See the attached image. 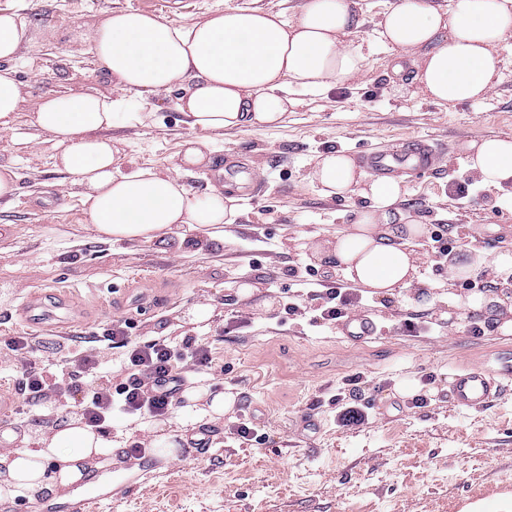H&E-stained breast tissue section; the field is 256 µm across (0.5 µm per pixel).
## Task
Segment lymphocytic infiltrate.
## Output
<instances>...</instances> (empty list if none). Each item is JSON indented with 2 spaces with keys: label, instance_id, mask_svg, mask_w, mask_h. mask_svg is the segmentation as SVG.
I'll list each match as a JSON object with an SVG mask.
<instances>
[{
  "label": "lymphocytic infiltrate",
  "instance_id": "obj_1",
  "mask_svg": "<svg viewBox=\"0 0 512 512\" xmlns=\"http://www.w3.org/2000/svg\"><path fill=\"white\" fill-rule=\"evenodd\" d=\"M301 292L321 299L319 317L331 323L345 317L348 311L362 305L363 296L349 286H328L312 277L299 281ZM126 322L113 324L103 333L104 341L125 348V378L113 386H98L94 380L100 362L94 353H87L80 361V377H59V390L80 395L81 417L85 424L102 430L110 427L114 416L120 415L135 424L145 417L166 416L172 407L168 394L156 392L155 380L166 377L182 378L190 372L211 368L213 358L208 344L197 337H184L172 344L165 337L137 340L132 338Z\"/></svg>",
  "mask_w": 512,
  "mask_h": 512
}]
</instances>
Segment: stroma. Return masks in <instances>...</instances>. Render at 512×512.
I'll return each mask as SVG.
<instances>
[{"instance_id": "obj_1", "label": "stroma", "mask_w": 512, "mask_h": 512, "mask_svg": "<svg viewBox=\"0 0 512 512\" xmlns=\"http://www.w3.org/2000/svg\"><path fill=\"white\" fill-rule=\"evenodd\" d=\"M303 0H0L31 23L32 42L11 66L24 100L9 130L0 131V166L15 172V194L0 199V339L32 335L35 358L78 371L85 352L99 356L119 381L124 351L98 342L113 321L134 324L139 336L207 339L210 374L198 385L233 394L235 407L205 419L222 440L207 456L165 457V474L147 489L104 505L102 512H462L476 500L512 494V395L494 406L463 411L448 395V379L493 350L512 349V334L496 330L480 309L450 305V295L485 292L480 274L461 284L448 266L474 249L512 251V187L484 189L461 205L449 181L470 178L460 153L438 170L402 178L401 210L433 227L451 225L448 251L433 238L417 250L418 277L388 299L370 298L368 314L381 333L364 344L339 338L335 325H314L319 301L296 312V277L317 272L325 283L344 278L335 262L315 257L314 243L345 232L366 206L356 194L321 195L309 175L319 156L339 151L357 158L382 140L421 136L463 145L489 136L512 137V37L496 48L500 65L480 100L442 105L426 96L411 60L382 43L377 23L392 0H357L363 23L354 34L367 57L361 74L340 87L285 88L293 104L275 128L241 127L202 133L176 106L187 88L168 93L127 92V112L107 130L119 150L121 172L169 171L198 195L238 194L239 214L220 241L98 240L82 189L57 165L51 133L32 116L46 97L96 89L119 92L89 45L71 41L76 28H96L112 11L150 10L176 24L208 12L251 5L294 18ZM402 73H395L396 63ZM203 140L206 156H233L264 177L260 195H239L236 184L214 179L209 165L182 164L185 144ZM57 288L73 301L75 335L30 334L16 316L23 296ZM168 296L153 309L125 307L123 293ZM211 317L192 321L197 305ZM412 319L416 330L403 326ZM481 335H472V327ZM359 378L357 401L372 404V420L356 430L339 427L338 387ZM256 414L264 443L232 431L237 404ZM77 400L50 395L22 402L16 438L52 433ZM313 412L318 432L298 437L302 412Z\"/></svg>"}]
</instances>
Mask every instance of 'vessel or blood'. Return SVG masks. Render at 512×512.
<instances>
[{
    "label": "vessel or blood",
    "instance_id": "1",
    "mask_svg": "<svg viewBox=\"0 0 512 512\" xmlns=\"http://www.w3.org/2000/svg\"><path fill=\"white\" fill-rule=\"evenodd\" d=\"M443 151L434 144L411 139L399 148L377 146L362 152L360 158L369 173L376 178L398 179L410 174L433 170ZM213 172L227 171L239 175L248 194H255L259 178L251 169L229 167L224 156L212 163ZM18 312L21 321L32 328H52L58 334H68L74 324V308L68 297L52 291L38 293L24 300ZM343 337L353 343H365L377 336L378 326L371 316L357 313L338 321ZM512 394V350L504 349L486 363L455 372L450 381V397L455 407L469 410L478 406L491 407L500 398ZM20 404L17 391H0V429L10 430V421ZM159 470L155 458L142 455L135 472L108 478L107 467L93 468L78 480V495L67 503L68 512H89L90 507L105 504L118 494L130 495L149 485Z\"/></svg>",
    "mask_w": 512,
    "mask_h": 512
}]
</instances>
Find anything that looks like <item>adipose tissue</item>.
<instances>
[{"label": "adipose tissue", "instance_id": "ef3b65f1", "mask_svg": "<svg viewBox=\"0 0 512 512\" xmlns=\"http://www.w3.org/2000/svg\"><path fill=\"white\" fill-rule=\"evenodd\" d=\"M355 0H305L294 20L249 6L209 12L190 25L132 9L112 12L87 39L105 72L122 91L160 94L189 80L178 108L203 132L276 125L288 114L286 86L323 89L359 75L366 56L350 40L361 21ZM387 44L416 54V81L442 104L484 98L498 71V42L512 37V0H454L443 10L435 0H393L379 22ZM31 40L26 18L0 13V130H7L22 101L21 85L7 63ZM123 96L89 91L47 97L36 125L54 135L59 166L84 189L92 224L103 242L155 239L220 240L238 215L233 196L190 192L177 177L151 168L120 172L117 150L104 137L125 110ZM468 166L490 189L512 184V137L490 136L465 147ZM312 179L327 196L360 194L368 205L330 253L345 278L363 293L391 297L418 273L411 240L426 234L416 221L399 222V181L377 179L340 152L319 158ZM493 275V291L471 300L474 308L505 304L512 285V254L489 258L474 251L448 268L452 280L481 271ZM111 439L73 415L51 435L26 437L0 453V498L33 496L76 482L88 459L107 453Z\"/></svg>", "mask_w": 512, "mask_h": 512}]
</instances>
